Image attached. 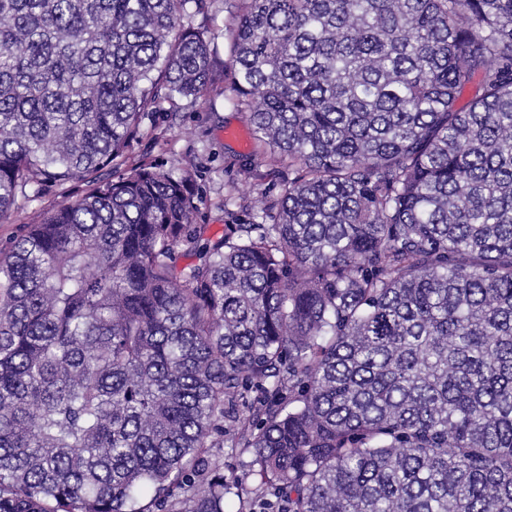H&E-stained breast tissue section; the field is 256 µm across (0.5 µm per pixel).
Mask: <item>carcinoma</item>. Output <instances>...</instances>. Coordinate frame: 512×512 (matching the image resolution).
Listing matches in <instances>:
<instances>
[{
	"label": "carcinoma",
	"instance_id": "carcinoma-1",
	"mask_svg": "<svg viewBox=\"0 0 512 512\" xmlns=\"http://www.w3.org/2000/svg\"><path fill=\"white\" fill-rule=\"evenodd\" d=\"M214 2L0 0V219L87 183L0 255V512H512V0L227 4L219 236L124 168Z\"/></svg>",
	"mask_w": 512,
	"mask_h": 512
}]
</instances>
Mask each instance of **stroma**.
<instances>
[{"label": "stroma", "mask_w": 512, "mask_h": 512, "mask_svg": "<svg viewBox=\"0 0 512 512\" xmlns=\"http://www.w3.org/2000/svg\"><path fill=\"white\" fill-rule=\"evenodd\" d=\"M229 92L228 84L220 80L197 101L163 103L150 113L139 138L132 140L125 152L131 166L144 159L163 168L177 159L191 162L201 221L217 235L225 225L244 221L243 207L258 190L273 187L267 167L255 160L257 146L248 115L233 111L224 100ZM84 188L78 179L62 187L44 186L28 207L0 220V252H8L29 225L38 223L65 197L80 195ZM230 192L240 205L228 213L222 202Z\"/></svg>", "instance_id": "35a3bbf8"}]
</instances>
